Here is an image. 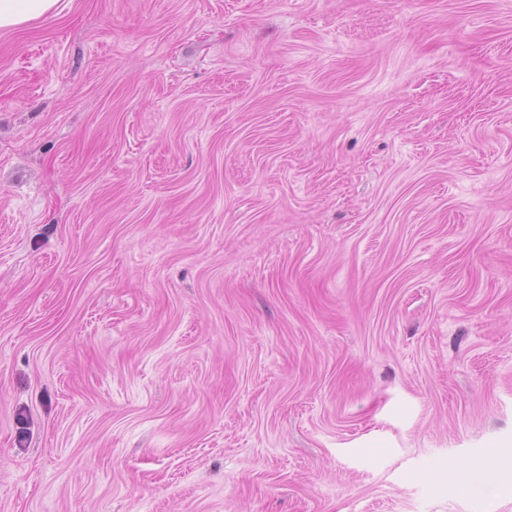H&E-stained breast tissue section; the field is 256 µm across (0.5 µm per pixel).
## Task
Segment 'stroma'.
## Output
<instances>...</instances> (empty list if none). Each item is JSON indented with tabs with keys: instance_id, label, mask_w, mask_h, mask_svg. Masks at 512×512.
Segmentation results:
<instances>
[{
	"instance_id": "stroma-1",
	"label": "stroma",
	"mask_w": 512,
	"mask_h": 512,
	"mask_svg": "<svg viewBox=\"0 0 512 512\" xmlns=\"http://www.w3.org/2000/svg\"><path fill=\"white\" fill-rule=\"evenodd\" d=\"M512 0H57L0 30V512H512Z\"/></svg>"
}]
</instances>
